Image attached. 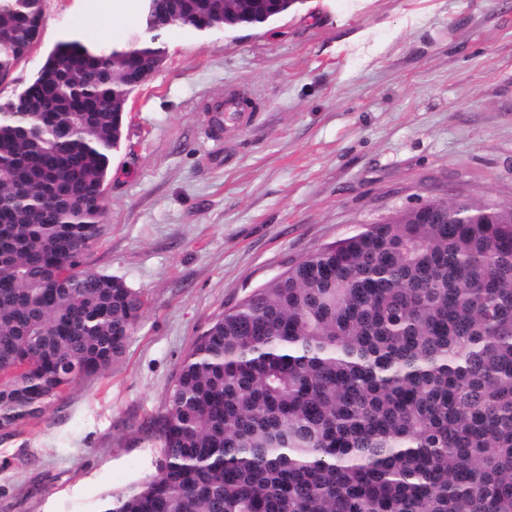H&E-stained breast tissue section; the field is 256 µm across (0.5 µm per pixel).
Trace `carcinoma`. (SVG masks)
Segmentation results:
<instances>
[{"label":"carcinoma","mask_w":512,"mask_h":512,"mask_svg":"<svg viewBox=\"0 0 512 512\" xmlns=\"http://www.w3.org/2000/svg\"><path fill=\"white\" fill-rule=\"evenodd\" d=\"M224 0H150L196 30ZM253 14H284L250 0ZM43 0H0V78ZM152 39L59 42L0 105V431L126 351L143 295L88 268ZM366 224L224 312L183 357L156 473L103 512H512V213L466 197Z\"/></svg>","instance_id":"cac0c4a2"}]
</instances>
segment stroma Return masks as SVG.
Wrapping results in <instances>:
<instances>
[{
	"mask_svg": "<svg viewBox=\"0 0 512 512\" xmlns=\"http://www.w3.org/2000/svg\"><path fill=\"white\" fill-rule=\"evenodd\" d=\"M0 102L66 37L124 43L120 0H44ZM87 262L141 291L123 357L0 434V512H102L153 474L179 364L289 266L429 200L512 202V0H298L207 37L158 33ZM229 88L243 109H218Z\"/></svg>",
	"mask_w": 512,
	"mask_h": 512,
	"instance_id": "obj_1",
	"label": "stroma"
}]
</instances>
